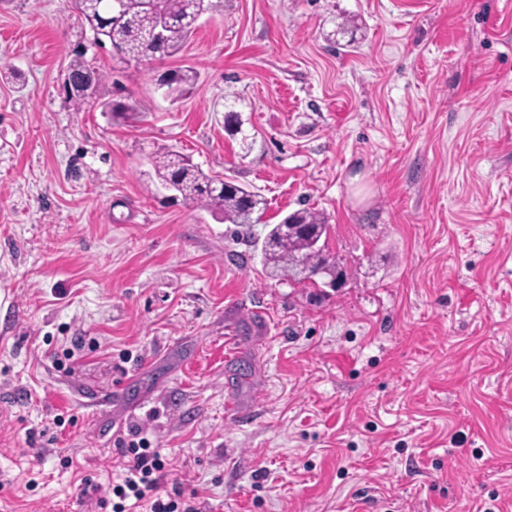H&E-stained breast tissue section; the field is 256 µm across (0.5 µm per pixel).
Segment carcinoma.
Instances as JSON below:
<instances>
[{"mask_svg":"<svg viewBox=\"0 0 512 512\" xmlns=\"http://www.w3.org/2000/svg\"><path fill=\"white\" fill-rule=\"evenodd\" d=\"M112 2L73 0L95 41L109 42L113 54L127 62L176 55L193 34L199 18L214 8L213 0H157V10L153 11L146 8L145 0H121V8L115 13ZM68 76L73 80L89 78L85 87L68 88V98L80 108L94 94L99 75L78 55L70 64ZM170 80L174 89L183 93L193 88L197 72L191 68L175 71ZM154 170L182 200L238 227L259 223L266 208L261 195L233 181L210 177L191 157L179 152L157 157ZM326 233L327 225L318 214L299 209L273 225L263 241H254V246L261 247L269 276L287 279L300 267L313 276L332 263L324 250L314 248L315 240Z\"/></svg>","mask_w":512,"mask_h":512,"instance_id":"carcinoma-1","label":"carcinoma"}]
</instances>
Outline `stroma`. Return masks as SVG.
<instances>
[{"mask_svg":"<svg viewBox=\"0 0 512 512\" xmlns=\"http://www.w3.org/2000/svg\"><path fill=\"white\" fill-rule=\"evenodd\" d=\"M169 150L260 223L173 199ZM301 208L340 287L265 273ZM133 428L198 512H512V0H219L150 65L0 0V512H88ZM70 77L72 80H81L83 78H89V84L86 87H77L76 85H72V88L67 83L68 98L73 101L76 107L80 108L84 104H86L87 99L92 97L95 92L96 85L100 80L99 75L93 71L82 59L80 55H77L76 58L71 62L70 69L67 74V77Z\"/></svg>","mask_w":512,"mask_h":512,"instance_id":"1","label":"stroma"}]
</instances>
